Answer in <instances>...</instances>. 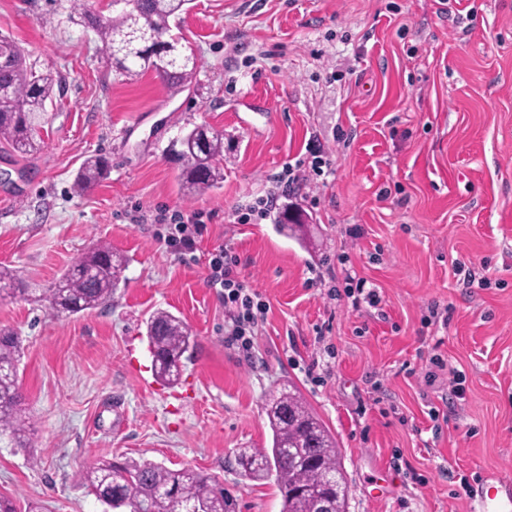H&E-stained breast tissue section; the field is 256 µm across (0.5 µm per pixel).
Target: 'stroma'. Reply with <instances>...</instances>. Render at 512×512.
<instances>
[{
    "instance_id": "obj_1",
    "label": "stroma",
    "mask_w": 512,
    "mask_h": 512,
    "mask_svg": "<svg viewBox=\"0 0 512 512\" xmlns=\"http://www.w3.org/2000/svg\"><path fill=\"white\" fill-rule=\"evenodd\" d=\"M192 0L171 33L199 60L171 94L119 74L70 0H0V33L64 91L31 155L0 145V298L21 337L30 447L0 433V496L16 512H105L77 475L102 460L191 467L236 512H281L238 476L271 442L264 403L291 382L336 437L348 512H469L468 484L512 474V0ZM223 130L224 180L185 196L171 143ZM329 165L297 207L307 243L237 208L305 157ZM106 179L77 192L84 157ZM209 213L195 255L159 243L160 211ZM127 260L111 301L48 305L96 242ZM269 306L251 354L227 345L211 251ZM377 306L330 297L346 276ZM166 309L194 341L181 381H156L145 322Z\"/></svg>"
}]
</instances>
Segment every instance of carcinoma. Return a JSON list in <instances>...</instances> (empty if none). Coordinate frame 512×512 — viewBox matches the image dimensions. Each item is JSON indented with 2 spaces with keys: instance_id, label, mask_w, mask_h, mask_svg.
I'll return each instance as SVG.
<instances>
[{
  "instance_id": "carcinoma-1",
  "label": "carcinoma",
  "mask_w": 512,
  "mask_h": 512,
  "mask_svg": "<svg viewBox=\"0 0 512 512\" xmlns=\"http://www.w3.org/2000/svg\"><path fill=\"white\" fill-rule=\"evenodd\" d=\"M190 0H125L127 8L112 16L95 14L86 0H71L78 24L92 29L102 50L121 73H155L172 92H179L198 68L197 57L172 38L152 42L156 32H168L170 22L187 11ZM62 81L27 65L24 49L0 35V143L28 154L47 112L46 104L61 91ZM181 161V188L189 195L218 186L224 179V131L202 124L172 144ZM108 165L101 156L85 159L75 186L83 191L103 180ZM123 258L106 243H96L61 277L51 290L49 305L70 315L106 305L121 281ZM26 292L17 271L0 266V293ZM157 380L174 385L182 376L183 358L191 344L183 320L158 309L146 322ZM20 341L12 330L0 329V432H8L25 447L31 441V422L18 386ZM271 446L240 448L235 460L240 475L252 481H271L282 500V512H314L326 499L337 512H347L348 484L336 438L307 401L288 385L269 394L264 405ZM79 483L120 512H235L231 495L213 477L193 468L169 469L143 461H102L79 474Z\"/></svg>"
}]
</instances>
